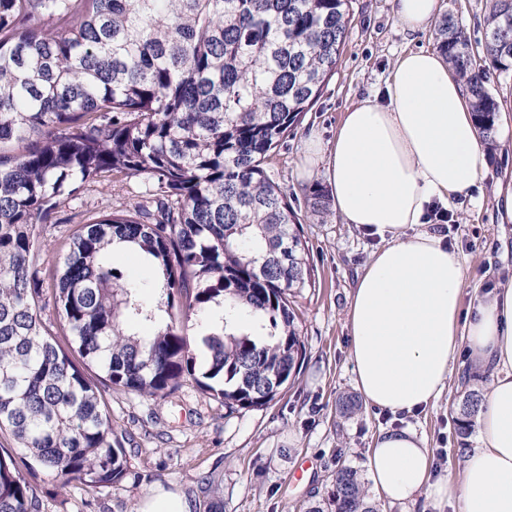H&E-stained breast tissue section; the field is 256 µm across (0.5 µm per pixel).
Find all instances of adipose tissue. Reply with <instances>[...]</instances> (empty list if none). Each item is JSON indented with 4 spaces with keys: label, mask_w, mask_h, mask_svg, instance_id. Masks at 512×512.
<instances>
[{
    "label": "adipose tissue",
    "mask_w": 512,
    "mask_h": 512,
    "mask_svg": "<svg viewBox=\"0 0 512 512\" xmlns=\"http://www.w3.org/2000/svg\"><path fill=\"white\" fill-rule=\"evenodd\" d=\"M392 11L403 32L424 33L441 3L392 0ZM468 98L442 54L406 51L383 90L345 112L332 142L305 139L299 169L309 180L324 167L337 214L380 238L347 309L365 404L394 415L427 407L462 352L472 371L491 377L460 481L432 479L431 450L415 430L386 428L367 454L372 492L389 503L423 498L456 512H512V284L478 296L461 320L463 260L423 221L431 204L468 195L487 163Z\"/></svg>",
    "instance_id": "adipose-tissue-1"
}]
</instances>
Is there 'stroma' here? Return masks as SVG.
I'll use <instances>...</instances> for the list:
<instances>
[{
	"label": "stroma",
	"mask_w": 512,
	"mask_h": 512,
	"mask_svg": "<svg viewBox=\"0 0 512 512\" xmlns=\"http://www.w3.org/2000/svg\"><path fill=\"white\" fill-rule=\"evenodd\" d=\"M489 0H441L442 10L464 28L472 43L484 38ZM353 21L334 76L284 146L268 162V173L287 194L301 220L310 249L315 284L293 302L306 358L295 382L285 385L269 406L227 411L220 400L184 383L159 400L111 390L112 427L122 436L130 473L93 491L61 488L41 480V512H135L157 487L175 488L195 503L194 512H309L327 508L337 464L365 472L372 442L383 428L409 427L431 450L433 478L459 481L456 450L472 445L458 438L452 403L487 380L469 381L466 355L453 364L442 396L413 416L363 407L342 416V398L356 394L346 313L359 270L376 238L344 223L312 215L304 202L311 186L326 188L324 171L307 181L298 173L305 138L330 142L345 112L383 88L396 57L410 49H433V32L404 34L395 24L391 0H352ZM500 104L497 145L469 195L453 199L448 219L437 222L449 246L464 258L468 287L461 310L473 313L475 291L512 282V222L497 206L498 183L512 180V78H492ZM141 182L119 187L95 185L59 210L58 224L44 234L50 258L65 251L66 231L92 214L141 203Z\"/></svg>",
	"instance_id": "35a3bbf8"
}]
</instances>
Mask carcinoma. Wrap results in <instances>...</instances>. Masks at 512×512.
<instances>
[{
    "mask_svg": "<svg viewBox=\"0 0 512 512\" xmlns=\"http://www.w3.org/2000/svg\"><path fill=\"white\" fill-rule=\"evenodd\" d=\"M352 18L351 0H0V435L15 442L0 447V512H40L28 456L66 485L128 475L104 388L165 400L190 378L231 410L261 408L274 373L299 374L290 297L313 269L266 164L336 73ZM484 25L479 52L444 15L435 44L492 146L487 83L512 73V0H489ZM131 178L156 210L74 225L46 274L39 225L86 186ZM306 202L330 217L322 190ZM116 239L163 281L116 272ZM218 308L198 375L183 313L208 324ZM480 401L457 404L460 435ZM334 486L335 512H378L355 468Z\"/></svg>",
    "mask_w": 512,
    "mask_h": 512,
    "instance_id": "cac0c4a2",
    "label": "carcinoma"
}]
</instances>
